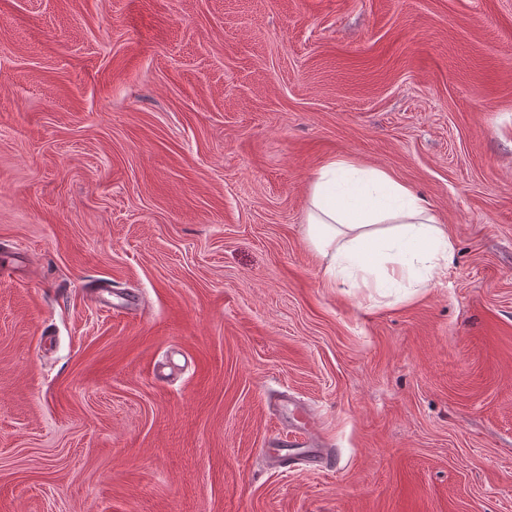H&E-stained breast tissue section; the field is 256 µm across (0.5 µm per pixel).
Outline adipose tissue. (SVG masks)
Wrapping results in <instances>:
<instances>
[{"mask_svg":"<svg viewBox=\"0 0 512 512\" xmlns=\"http://www.w3.org/2000/svg\"><path fill=\"white\" fill-rule=\"evenodd\" d=\"M307 224L331 284L362 276L368 255L391 285L429 282L453 258L452 240L424 198L386 171L347 159L330 163L313 183Z\"/></svg>","mask_w":512,"mask_h":512,"instance_id":"ef3b65f1","label":"adipose tissue"}]
</instances>
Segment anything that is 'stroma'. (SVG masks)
I'll return each instance as SVG.
<instances>
[{"mask_svg":"<svg viewBox=\"0 0 512 512\" xmlns=\"http://www.w3.org/2000/svg\"><path fill=\"white\" fill-rule=\"evenodd\" d=\"M337 159L444 276L327 284ZM0 512H512V0H0ZM288 408L294 407L292 409L295 413L304 421L303 426L300 429L303 430L302 433L298 437L295 436L293 442H291L292 446H297L302 449L303 455L309 460V463L312 465H322L329 466L332 464V460L324 453L322 448L318 447V443L314 436L308 431V419L310 412L307 408H304L296 403L290 402L288 400Z\"/></svg>","mask_w":512,"mask_h":512,"instance_id":"stroma-1","label":"stroma"}]
</instances>
